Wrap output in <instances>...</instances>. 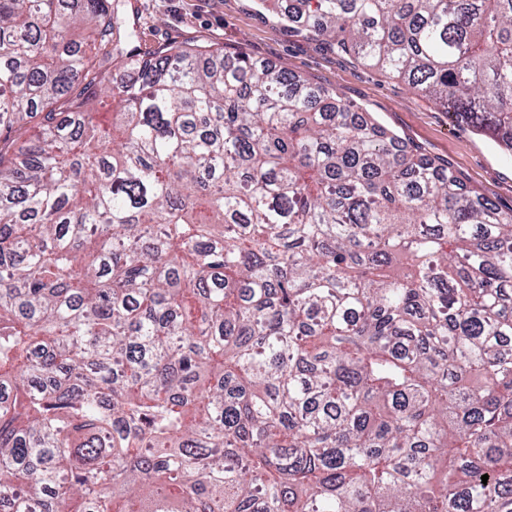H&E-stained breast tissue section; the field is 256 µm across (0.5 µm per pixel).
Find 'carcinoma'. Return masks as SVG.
<instances>
[{
	"mask_svg": "<svg viewBox=\"0 0 512 512\" xmlns=\"http://www.w3.org/2000/svg\"><path fill=\"white\" fill-rule=\"evenodd\" d=\"M270 2L512 155V0ZM124 3L0 0V512H512V209Z\"/></svg>",
	"mask_w": 512,
	"mask_h": 512,
	"instance_id": "1",
	"label": "carcinoma"
}]
</instances>
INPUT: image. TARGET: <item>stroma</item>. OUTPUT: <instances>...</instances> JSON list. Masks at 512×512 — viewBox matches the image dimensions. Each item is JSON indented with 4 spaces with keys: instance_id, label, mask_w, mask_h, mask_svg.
Returning <instances> with one entry per match:
<instances>
[{
    "instance_id": "stroma-1",
    "label": "stroma",
    "mask_w": 512,
    "mask_h": 512,
    "mask_svg": "<svg viewBox=\"0 0 512 512\" xmlns=\"http://www.w3.org/2000/svg\"><path fill=\"white\" fill-rule=\"evenodd\" d=\"M139 51L196 41L286 68L336 92L425 154L447 161L467 189L512 209V155L401 80L289 29L261 0H126Z\"/></svg>"
}]
</instances>
